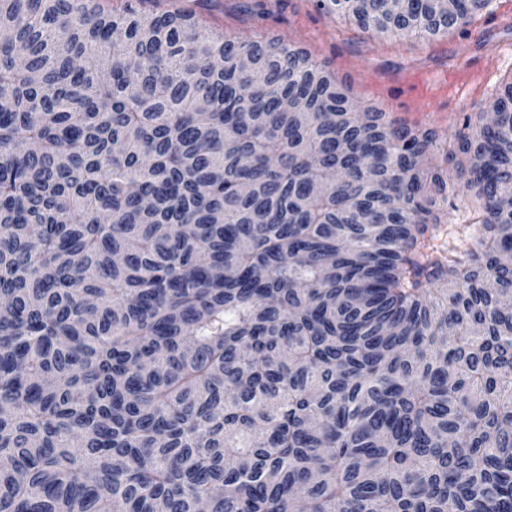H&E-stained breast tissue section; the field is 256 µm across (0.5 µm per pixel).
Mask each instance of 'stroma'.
<instances>
[{
    "label": "stroma",
    "mask_w": 512,
    "mask_h": 512,
    "mask_svg": "<svg viewBox=\"0 0 512 512\" xmlns=\"http://www.w3.org/2000/svg\"><path fill=\"white\" fill-rule=\"evenodd\" d=\"M141 7L157 14L188 9L231 36L274 35L304 47L338 78L350 82L357 100L435 130L442 150L431 164L446 167L453 182L457 169L445 163L442 152L452 149L463 113L488 110L502 85L512 80V0H492L463 29L429 39L372 36L352 22L326 15L314 0H141ZM472 69L482 78L472 84L467 98L442 95L431 110L418 108L411 75L441 79ZM480 206L472 190L449 200L441 213V237L447 248L462 251L471 246L474 230L469 223Z\"/></svg>",
    "instance_id": "stroma-1"
}]
</instances>
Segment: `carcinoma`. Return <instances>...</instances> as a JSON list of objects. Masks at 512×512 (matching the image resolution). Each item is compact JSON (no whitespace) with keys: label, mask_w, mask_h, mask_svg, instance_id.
Returning a JSON list of instances; mask_svg holds the SVG:
<instances>
[{"label":"carcinoma","mask_w":512,"mask_h":512,"mask_svg":"<svg viewBox=\"0 0 512 512\" xmlns=\"http://www.w3.org/2000/svg\"><path fill=\"white\" fill-rule=\"evenodd\" d=\"M437 149L277 37L0 0V512H512V82L463 252Z\"/></svg>","instance_id":"carcinoma-1"}]
</instances>
